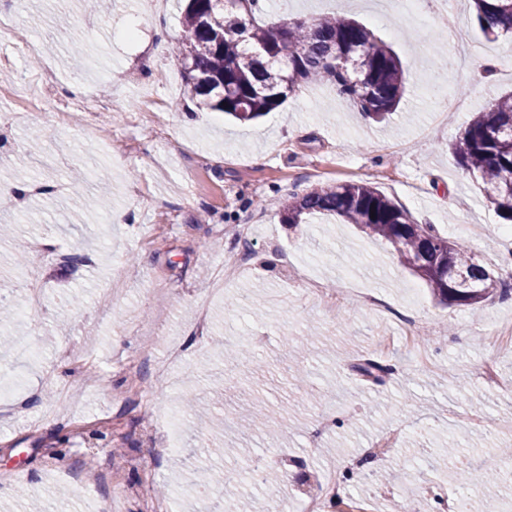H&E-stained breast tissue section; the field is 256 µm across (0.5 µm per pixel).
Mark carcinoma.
Masks as SVG:
<instances>
[{"mask_svg": "<svg viewBox=\"0 0 512 512\" xmlns=\"http://www.w3.org/2000/svg\"><path fill=\"white\" fill-rule=\"evenodd\" d=\"M482 33H512V0H474ZM260 0H188L183 35L175 48L186 91L200 109L238 121L262 117L301 85L328 82L366 117L398 108L404 69L392 48L363 24L336 17L260 22ZM457 164L479 174L487 201L512 223V93L475 113L451 145ZM332 217L382 240L443 303L473 306L508 295L504 281L477 264L464 246L430 224H416L377 188L340 182L290 193L281 223L308 224ZM195 488L212 485V471L179 470Z\"/></svg>", "mask_w": 512, "mask_h": 512, "instance_id": "cac0c4a2", "label": "carcinoma"}]
</instances>
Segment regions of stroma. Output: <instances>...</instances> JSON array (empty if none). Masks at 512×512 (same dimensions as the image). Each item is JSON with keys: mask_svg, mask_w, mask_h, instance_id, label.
<instances>
[{"mask_svg": "<svg viewBox=\"0 0 512 512\" xmlns=\"http://www.w3.org/2000/svg\"><path fill=\"white\" fill-rule=\"evenodd\" d=\"M185 0H28L17 26L37 45L5 44L0 62V184L38 181L29 153L33 124L6 115L22 109L20 85L39 74L59 93L107 83L111 110L98 113V140L77 126L44 127L46 150L64 165L58 192L0 212L19 225L0 242V289L24 310L22 323L0 321V366L27 375L22 403L0 402V512H25L41 499L46 512H153L158 488L175 512H295L303 475L335 466L348 473L346 491L390 512L394 499L419 512H445L447 502L477 498L479 485H460L457 469L512 448V391L483 385L487 368L512 380V350L486 341L487 326L512 322V299L476 308L447 307L411 276L396 253L352 224L281 223L288 192L318 184L368 183L430 224L465 243L476 263L512 282V241L487 202L479 176L452 157L448 145L472 113L512 92V37L486 38L472 0H430L426 21L409 19L403 0H347L344 9L391 45L406 89L388 122L361 117L330 85L310 84L250 122L198 109L185 91L182 64L170 52L182 36ZM167 110L166 137L140 92ZM86 176L75 197L71 177ZM115 221H107V214ZM60 257L43 260L46 247ZM96 253L93 264L73 255ZM244 254L241 273L224 278V256ZM39 298H32L31 279ZM369 288L404 312L435 349L438 371L419 367L398 340L399 323L367 309L357 290ZM252 291L269 312L227 310L239 291ZM82 307L64 306V292ZM251 363L223 361L248 337ZM37 341L41 364L15 355L17 338ZM299 360L318 394L302 400L278 362ZM381 361L390 372L371 379L359 364ZM259 390L273 417L259 439L239 434L244 389ZM206 398L224 420L229 448H258L284 476L267 496L252 481L214 489L200 499L175 481L177 453L157 445L151 430L168 414L180 419L183 448L198 445L202 420L183 406ZM336 424L311 427L325 411ZM399 445L371 456L370 445L393 429ZM319 450H311V438ZM94 475L84 490L85 475ZM147 495L132 497L128 487Z\"/></svg>", "mask_w": 512, "mask_h": 512, "instance_id": "1", "label": "stroma"}]
</instances>
